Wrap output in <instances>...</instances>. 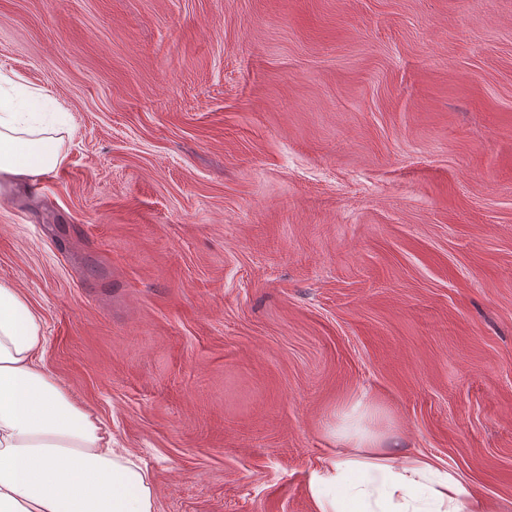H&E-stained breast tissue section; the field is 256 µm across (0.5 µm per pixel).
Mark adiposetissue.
I'll list each match as a JSON object with an SVG mask.
<instances>
[{"mask_svg": "<svg viewBox=\"0 0 512 512\" xmlns=\"http://www.w3.org/2000/svg\"><path fill=\"white\" fill-rule=\"evenodd\" d=\"M21 85L0 93V184L61 162L58 130ZM41 317L0 279V512H155L147 470L114 448L91 414L37 362ZM347 452L309 480L314 512H483L450 469L401 455L368 429L340 426Z\"/></svg>", "mask_w": 512, "mask_h": 512, "instance_id": "adipose-tissue-1", "label": "adipose tissue"}]
</instances>
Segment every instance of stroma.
Masks as SVG:
<instances>
[{
  "instance_id": "35a3bbf8",
  "label": "stroma",
  "mask_w": 512,
  "mask_h": 512,
  "mask_svg": "<svg viewBox=\"0 0 512 512\" xmlns=\"http://www.w3.org/2000/svg\"><path fill=\"white\" fill-rule=\"evenodd\" d=\"M0 74L69 117L0 278L156 512H314L361 394L512 512V0H0Z\"/></svg>"
}]
</instances>
